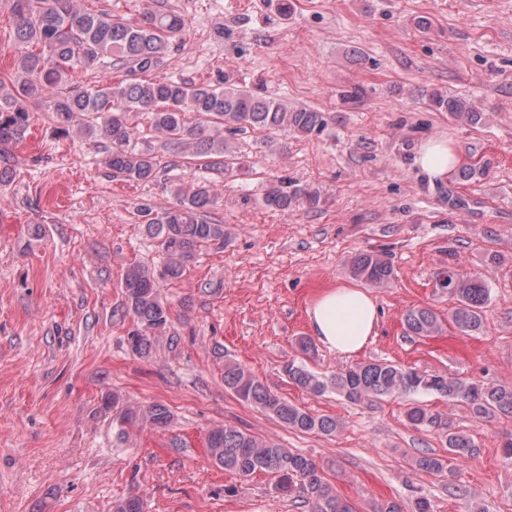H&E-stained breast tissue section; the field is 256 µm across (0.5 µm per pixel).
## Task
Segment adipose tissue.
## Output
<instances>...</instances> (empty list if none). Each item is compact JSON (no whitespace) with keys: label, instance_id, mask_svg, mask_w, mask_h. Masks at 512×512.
Returning a JSON list of instances; mask_svg holds the SVG:
<instances>
[{"label":"adipose tissue","instance_id":"adipose-tissue-1","mask_svg":"<svg viewBox=\"0 0 512 512\" xmlns=\"http://www.w3.org/2000/svg\"><path fill=\"white\" fill-rule=\"evenodd\" d=\"M420 168L433 178L448 175L458 163V155L445 140L422 144L417 157ZM314 336L340 355L358 353L374 336L378 323L375 300L361 288L339 285L319 292L308 308Z\"/></svg>","mask_w":512,"mask_h":512}]
</instances>
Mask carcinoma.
<instances>
[{
  "label": "carcinoma",
  "mask_w": 512,
  "mask_h": 512,
  "mask_svg": "<svg viewBox=\"0 0 512 512\" xmlns=\"http://www.w3.org/2000/svg\"><path fill=\"white\" fill-rule=\"evenodd\" d=\"M8 2L15 19L17 51L13 71L0 74V183L17 174L9 148L24 139L34 106L46 96L53 98L50 119L59 135L66 138L76 133L100 139L101 164L115 177L144 184L158 180L162 168L156 148L149 145L151 140L209 174L187 191L175 190V202L161 211L147 202L137 208L140 223L158 244L162 262L159 268L128 267L121 288L127 313L135 323L128 337L131 351L148 358L170 322L158 282L180 280L203 247L224 242V225L209 218L207 209L217 202V179L234 177L242 169L226 135L282 130L308 136L325 125L323 114L265 98L227 79L224 85L213 87L159 74L174 42L187 29L185 15L175 10L158 8L129 21L110 6L89 8L79 0ZM96 60L115 70L121 80L91 88L74 85L75 69ZM429 104L467 125L483 119L480 108L462 98L433 92ZM324 202L320 188H290L285 179L271 183L262 197L265 207L282 213L297 207L318 209ZM350 272L375 287L394 279L390 262L374 253L355 256ZM436 282L457 298L451 314L456 328L464 333L479 330L490 301L486 280L453 264L436 275ZM403 325L417 337L441 330L439 317L428 307L407 310ZM285 373L290 383L306 392L321 395L331 388L350 402L430 393L465 406L477 418L512 413L511 385L463 381L392 362L358 364L322 379L293 359L285 365ZM224 386L291 429L331 435L340 428L339 420L313 414L274 393L228 356L224 357ZM406 417L414 426L429 423L440 428L451 455L467 458L475 454L476 445L469 436L450 430L425 408L410 407ZM114 422L121 435L137 422L162 430L170 424L171 414L166 406L153 404L127 409ZM208 448L217 466L240 478L272 473L277 476L275 493L306 492L312 512H354L351 502L339 496L326 479L324 469L302 454L230 425L210 433ZM414 465L427 473L444 469L440 458L428 455L415 458ZM112 512H144L143 499L131 495L115 501Z\"/></svg>",
  "instance_id": "obj_1"
}]
</instances>
